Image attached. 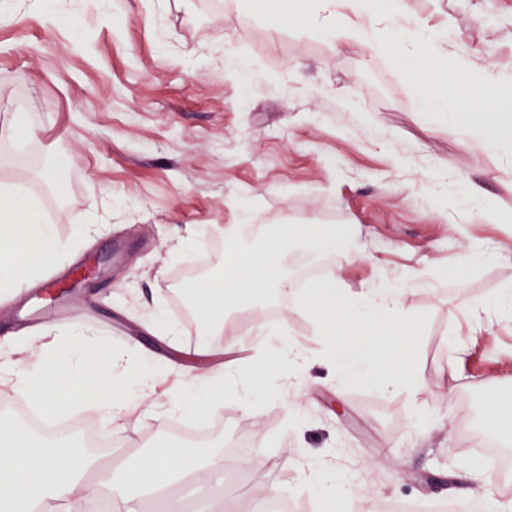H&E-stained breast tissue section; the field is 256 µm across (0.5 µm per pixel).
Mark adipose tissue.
Masks as SVG:
<instances>
[{"label": "adipose tissue", "mask_w": 512, "mask_h": 512, "mask_svg": "<svg viewBox=\"0 0 512 512\" xmlns=\"http://www.w3.org/2000/svg\"><path fill=\"white\" fill-rule=\"evenodd\" d=\"M304 7L308 32L325 35L333 44L362 41L375 51L395 47L396 66L406 73L405 90L429 95L445 112L459 110L470 85L512 90L511 76L477 67L468 56L450 51L445 32L418 24L394 32L390 22L400 14L401 0H305ZM501 106L496 116L463 125L465 137L493 147L512 139V99L503 100ZM69 250V243L46 224L37 201L21 196L9 184H0L1 303L13 299L25 283L36 279L41 268L60 262ZM41 333L51 337V347L40 360L24 366L19 365L17 356L26 351L28 337L0 341V383L19 388L45 415L91 406L109 425L127 417L134 406L118 378H138L144 393L154 386L152 378L141 373L125 352L113 350L104 340L99 346L109 352L110 359L107 368H100L98 353L79 344L82 331L77 325L52 324ZM259 333L285 337L279 363L288 372L282 392L290 394L299 370L308 361L307 348L289 338L284 324L260 327ZM207 355L209 364L191 371L185 389L174 401L178 416H217L232 391L233 380L251 379L265 350L261 341L254 342L249 360L239 364L217 362L214 349ZM223 463V456L209 448L163 444L130 464L121 481L102 477L91 483L86 475L93 462L78 441L42 445L5 427L0 429V512H32L35 501L44 498H65L76 504L104 493L121 502L131 487L143 489L149 498H161L165 512H183V501L173 495V487L182 484L187 475Z\"/></svg>", "instance_id": "ef3b65f1"}]
</instances>
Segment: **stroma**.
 Wrapping results in <instances>:
<instances>
[{
	"instance_id": "stroma-1",
	"label": "stroma",
	"mask_w": 512,
	"mask_h": 512,
	"mask_svg": "<svg viewBox=\"0 0 512 512\" xmlns=\"http://www.w3.org/2000/svg\"><path fill=\"white\" fill-rule=\"evenodd\" d=\"M224 0H81L76 11L23 12L0 24V128L24 112L25 130L0 140V183L39 198L47 223L73 249L41 279L99 263L100 274L42 301L45 324L56 311L142 357L157 376L123 425L87 417L100 438L123 449L122 464L157 441L188 446L191 424L169 415L185 371L195 365L175 324L172 277L187 232L209 236L236 223L242 202L256 223L350 226L358 255L322 252L325 278L350 293L405 289L410 312L429 315L417 369L418 394L337 387L310 316L276 300L224 316L222 348L244 347L256 324L277 312L288 335L312 360L290 399L279 395L276 363L284 342L263 337L268 363L260 393L240 387L224 400L222 428L209 443L246 438L261 451L258 467L202 474L218 487L241 479L233 512L282 485L299 512H320L316 490L296 480L308 462L336 467L361 486L346 512H385L410 500L440 508L473 492L504 498L496 473L469 429H487L495 396L512 393V325L475 324L469 309L512 284V148L465 143L439 103L409 94L391 58L364 43L302 37L296 25L271 28L259 15ZM448 28L451 45L478 64L512 74V0H403L395 28L410 21ZM91 47L74 49L77 38ZM356 87L351 102L343 96ZM63 157L67 180L49 192L36 177L44 159ZM482 181L484 204L498 222L476 221L464 184ZM108 213L94 237L74 243L90 204ZM501 258L473 259L470 242ZM466 269L439 288H413V273ZM160 310V324L146 313ZM287 335V336H288Z\"/></svg>"
}]
</instances>
